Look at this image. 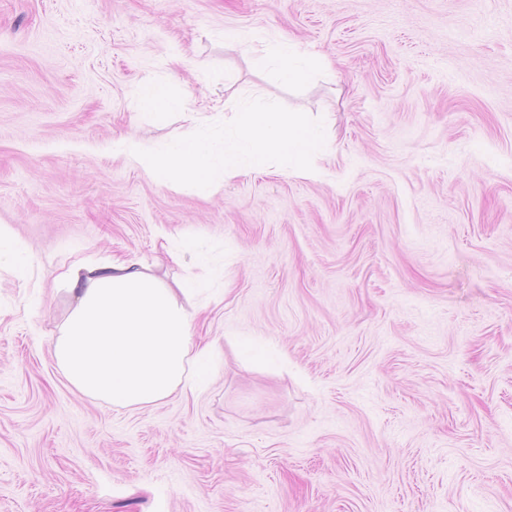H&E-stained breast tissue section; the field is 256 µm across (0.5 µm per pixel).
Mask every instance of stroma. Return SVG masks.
Returning <instances> with one entry per match:
<instances>
[{
    "label": "stroma",
    "mask_w": 512,
    "mask_h": 512,
    "mask_svg": "<svg viewBox=\"0 0 512 512\" xmlns=\"http://www.w3.org/2000/svg\"><path fill=\"white\" fill-rule=\"evenodd\" d=\"M246 99L323 121L314 176L202 197L112 151ZM1 225L35 259L0 265V512H512V0H0ZM114 257L210 282L203 392L65 378L61 267ZM273 63L281 76L297 81L313 70L314 56L297 44L282 42L275 49Z\"/></svg>",
    "instance_id": "1"
}]
</instances>
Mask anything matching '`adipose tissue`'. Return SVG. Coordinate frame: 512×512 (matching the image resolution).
<instances>
[{
    "instance_id": "adipose-tissue-1",
    "label": "adipose tissue",
    "mask_w": 512,
    "mask_h": 512,
    "mask_svg": "<svg viewBox=\"0 0 512 512\" xmlns=\"http://www.w3.org/2000/svg\"><path fill=\"white\" fill-rule=\"evenodd\" d=\"M65 279L74 306L50 346L77 391L141 408L207 387L218 348L195 338L196 309L188 299L200 284L176 291L131 259L77 264Z\"/></svg>"
}]
</instances>
